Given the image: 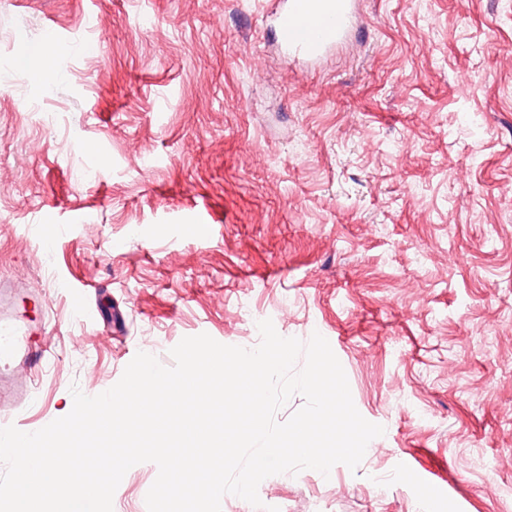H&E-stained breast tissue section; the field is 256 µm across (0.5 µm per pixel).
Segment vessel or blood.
<instances>
[{"mask_svg":"<svg viewBox=\"0 0 512 512\" xmlns=\"http://www.w3.org/2000/svg\"><path fill=\"white\" fill-rule=\"evenodd\" d=\"M356 0H282L273 20L277 43L285 51L315 62L347 38ZM0 360L35 368L45 363L47 351L32 331L11 316L0 314Z\"/></svg>","mask_w":512,"mask_h":512,"instance_id":"1","label":"vessel or blood"}]
</instances>
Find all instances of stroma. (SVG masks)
Instances as JSON below:
<instances>
[{
    "label": "stroma",
    "mask_w": 512,
    "mask_h": 512,
    "mask_svg": "<svg viewBox=\"0 0 512 512\" xmlns=\"http://www.w3.org/2000/svg\"><path fill=\"white\" fill-rule=\"evenodd\" d=\"M276 4L0 0V280L49 353L0 369L31 387L12 422L268 319L327 336L385 432L357 469L267 477L265 505L512 512V0H357L316 66ZM157 474L113 512H147Z\"/></svg>",
    "instance_id": "stroma-1"
}]
</instances>
